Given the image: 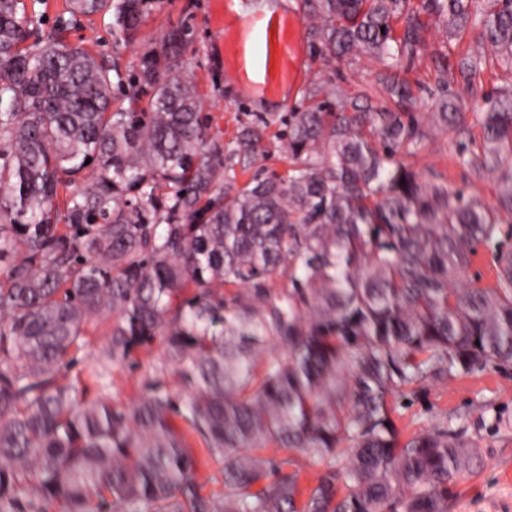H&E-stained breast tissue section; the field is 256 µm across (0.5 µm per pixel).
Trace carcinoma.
Masks as SVG:
<instances>
[{
	"instance_id": "obj_1",
	"label": "carcinoma",
	"mask_w": 512,
	"mask_h": 512,
	"mask_svg": "<svg viewBox=\"0 0 512 512\" xmlns=\"http://www.w3.org/2000/svg\"><path fill=\"white\" fill-rule=\"evenodd\" d=\"M154 2L70 12L128 40ZM473 2L301 0L312 59L370 53L390 106L318 76L224 144L183 28L129 75L0 0V512H448L480 449L453 417L401 438L400 408L512 363V0ZM432 20L445 38L415 88L400 68ZM468 30L477 49L455 62ZM489 63L505 79L486 92ZM460 82L482 101L477 141ZM277 122L287 167L255 169ZM433 127L461 168L499 173L496 205L412 167ZM481 248L488 286L468 276ZM103 326L96 362L62 383ZM158 338L138 402L91 394ZM191 436L224 460L223 492L203 493ZM282 448L319 467L314 485Z\"/></svg>"
}]
</instances>
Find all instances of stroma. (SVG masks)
I'll use <instances>...</instances> for the list:
<instances>
[{
	"instance_id": "obj_1",
	"label": "stroma",
	"mask_w": 512,
	"mask_h": 512,
	"mask_svg": "<svg viewBox=\"0 0 512 512\" xmlns=\"http://www.w3.org/2000/svg\"><path fill=\"white\" fill-rule=\"evenodd\" d=\"M25 12L34 16L42 29L50 30L66 22L67 42L89 48L105 58L119 57L124 65L135 64L148 42L158 39L174 26L188 29L189 44L183 58L186 71L194 78L203 100V111L210 118L211 133L221 141L232 140L241 122L262 114L263 109L240 93L239 84L225 74V43L216 14L219 0H156L136 41L115 40L109 21L100 16L71 17L70 0H22ZM288 17L297 19L298 29L288 96L278 103L277 114H285L301 98V90L313 76L310 68L308 22L291 0ZM381 65L366 54L332 63L327 76L349 94L371 92ZM420 174L437 171L451 188L464 189L484 204L495 202V175L475 176L460 168L447 136L432 133L425 149L412 160ZM161 342L137 351L133 364L115 367L106 393L113 404H134L144 393L143 382L163 356ZM458 419L468 436L482 450V463L476 472L461 475L456 483L457 497L448 512H512V368L490 369L467 377L431 386L424 397L412 401L402 411L399 422L405 433L428 428L442 417ZM498 427H490L491 418Z\"/></svg>"
}]
</instances>
